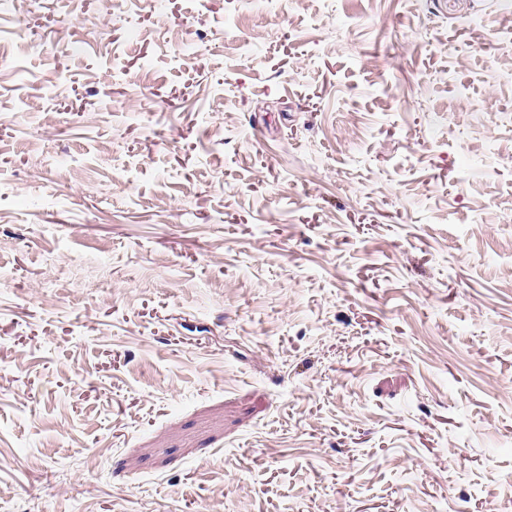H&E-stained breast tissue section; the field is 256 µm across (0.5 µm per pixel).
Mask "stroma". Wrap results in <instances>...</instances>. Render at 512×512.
Listing matches in <instances>:
<instances>
[{
  "mask_svg": "<svg viewBox=\"0 0 512 512\" xmlns=\"http://www.w3.org/2000/svg\"><path fill=\"white\" fill-rule=\"evenodd\" d=\"M512 0H0V512H512Z\"/></svg>",
  "mask_w": 512,
  "mask_h": 512,
  "instance_id": "35a3bbf8",
  "label": "stroma"
}]
</instances>
